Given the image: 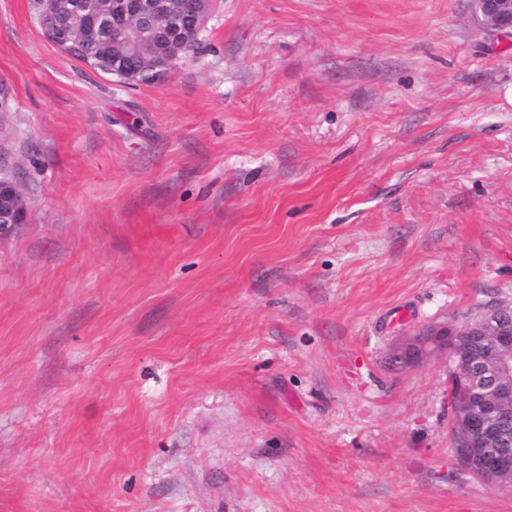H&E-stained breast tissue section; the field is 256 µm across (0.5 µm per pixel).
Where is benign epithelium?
<instances>
[{
  "label": "benign epithelium",
  "mask_w": 512,
  "mask_h": 512,
  "mask_svg": "<svg viewBox=\"0 0 512 512\" xmlns=\"http://www.w3.org/2000/svg\"><path fill=\"white\" fill-rule=\"evenodd\" d=\"M486 31L512 38V0H474ZM210 0H109L90 7L84 0H56L39 18L43 30L55 31L58 18L66 30L56 46L81 33L112 37L109 74L127 84L133 75L160 81L171 72L179 54L188 53L185 30L200 32ZM167 34L168 46L147 58L140 47ZM27 205L18 184L0 179V238L25 221ZM449 363L457 382L450 386V406L459 459L486 480L512 476V303L501 302L467 315L460 323L412 327L390 350L391 361L411 367L432 357Z\"/></svg>",
  "instance_id": "1"
}]
</instances>
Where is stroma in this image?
Instances as JSON below:
<instances>
[{
  "label": "stroma",
  "mask_w": 512,
  "mask_h": 512,
  "mask_svg": "<svg viewBox=\"0 0 512 512\" xmlns=\"http://www.w3.org/2000/svg\"><path fill=\"white\" fill-rule=\"evenodd\" d=\"M0 512H512L401 329L512 302V40L472 0H212L125 85L0 0ZM27 215V205L18 184L9 179H0V238L7 236L22 224Z\"/></svg>",
  "instance_id": "stroma-1"
}]
</instances>
